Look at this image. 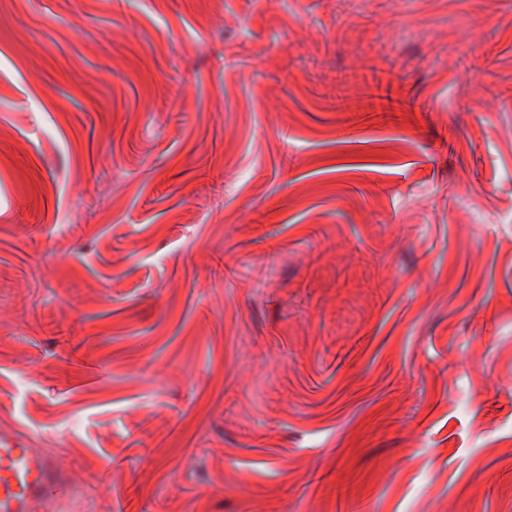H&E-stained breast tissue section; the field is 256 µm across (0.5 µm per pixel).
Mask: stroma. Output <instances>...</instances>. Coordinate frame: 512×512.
I'll return each mask as SVG.
<instances>
[{
  "label": "stroma",
  "instance_id": "obj_1",
  "mask_svg": "<svg viewBox=\"0 0 512 512\" xmlns=\"http://www.w3.org/2000/svg\"><path fill=\"white\" fill-rule=\"evenodd\" d=\"M0 439L70 512H512V0H0Z\"/></svg>",
  "mask_w": 512,
  "mask_h": 512
}]
</instances>
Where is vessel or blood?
Returning a JSON list of instances; mask_svg holds the SVG:
<instances>
[{
  "label": "vessel or blood",
  "instance_id": "b4317fda",
  "mask_svg": "<svg viewBox=\"0 0 512 512\" xmlns=\"http://www.w3.org/2000/svg\"><path fill=\"white\" fill-rule=\"evenodd\" d=\"M64 487L57 458L0 442V512H50Z\"/></svg>",
  "mask_w": 512,
  "mask_h": 512
}]
</instances>
